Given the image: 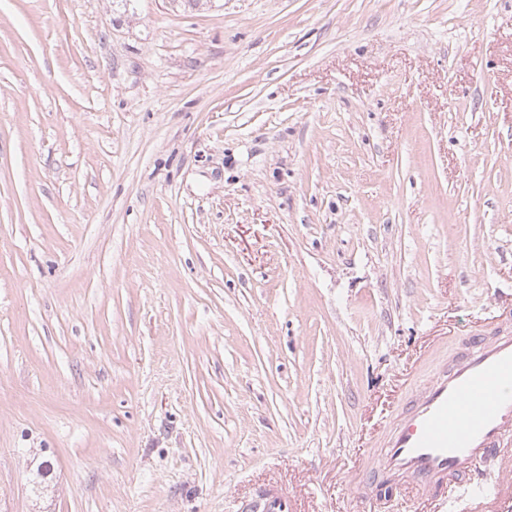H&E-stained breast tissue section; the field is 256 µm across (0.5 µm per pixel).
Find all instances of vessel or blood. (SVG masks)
Instances as JSON below:
<instances>
[{
    "label": "vessel or blood",
    "mask_w": 512,
    "mask_h": 512,
    "mask_svg": "<svg viewBox=\"0 0 512 512\" xmlns=\"http://www.w3.org/2000/svg\"><path fill=\"white\" fill-rule=\"evenodd\" d=\"M460 357L438 363L408 406L370 449L368 490L382 499L392 476H405L411 494L467 489L475 499L512 498V322L459 340ZM510 457L493 483L481 466ZM248 512H291L286 494L267 490Z\"/></svg>",
    "instance_id": "1"
}]
</instances>
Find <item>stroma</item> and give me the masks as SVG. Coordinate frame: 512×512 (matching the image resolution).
Wrapping results in <instances>:
<instances>
[{
    "instance_id": "1",
    "label": "stroma",
    "mask_w": 512,
    "mask_h": 512,
    "mask_svg": "<svg viewBox=\"0 0 512 512\" xmlns=\"http://www.w3.org/2000/svg\"><path fill=\"white\" fill-rule=\"evenodd\" d=\"M509 309L512 0H0V512H440L351 478ZM248 512H291V503L288 495L276 490L269 489L256 502L245 509Z\"/></svg>"
}]
</instances>
